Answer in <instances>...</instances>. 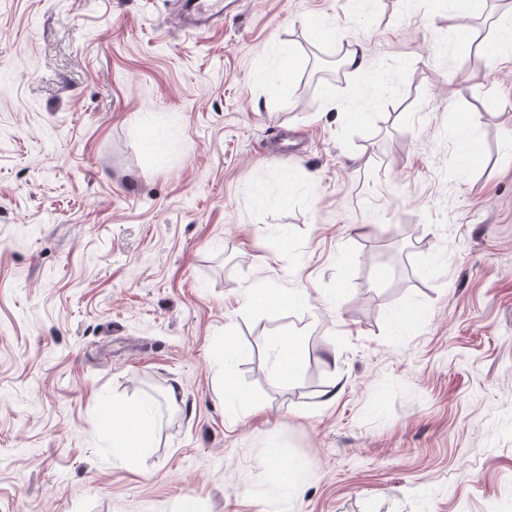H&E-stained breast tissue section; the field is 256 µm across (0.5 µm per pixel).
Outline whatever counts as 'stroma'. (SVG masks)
Returning a JSON list of instances; mask_svg holds the SVG:
<instances>
[{"mask_svg":"<svg viewBox=\"0 0 512 512\" xmlns=\"http://www.w3.org/2000/svg\"><path fill=\"white\" fill-rule=\"evenodd\" d=\"M497 41L451 0H0V512H512ZM180 17L188 30H209L218 22L224 21L223 0H182ZM304 358L303 337L289 336L276 342L273 346L272 369L279 380L290 381L302 366ZM135 420L139 439L132 441L129 431L124 428L122 431L115 432L116 447L118 450L129 452L134 448L152 447L154 429L151 421L145 419L140 411L131 404L123 401H113L112 403V421L119 422L127 426L128 422Z\"/></svg>","mask_w":512,"mask_h":512,"instance_id":"obj_1","label":"stroma"}]
</instances>
